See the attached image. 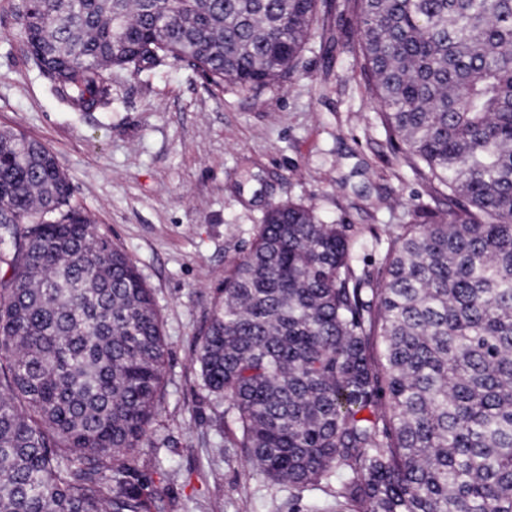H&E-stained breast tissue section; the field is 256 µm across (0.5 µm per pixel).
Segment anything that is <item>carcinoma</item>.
Masks as SVG:
<instances>
[{
  "instance_id": "carcinoma-1",
  "label": "carcinoma",
  "mask_w": 512,
  "mask_h": 512,
  "mask_svg": "<svg viewBox=\"0 0 512 512\" xmlns=\"http://www.w3.org/2000/svg\"><path fill=\"white\" fill-rule=\"evenodd\" d=\"M359 67L412 172L463 202L366 244L272 206L200 341L227 447L306 512H512V0H355ZM329 0H33L27 55L80 111L171 60L258 91ZM43 143L0 129V512H148L163 399L154 293L70 206Z\"/></svg>"
}]
</instances>
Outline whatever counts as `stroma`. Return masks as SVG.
Segmentation results:
<instances>
[{"instance_id":"35a3bbf8","label":"stroma","mask_w":512,"mask_h":512,"mask_svg":"<svg viewBox=\"0 0 512 512\" xmlns=\"http://www.w3.org/2000/svg\"><path fill=\"white\" fill-rule=\"evenodd\" d=\"M18 3L0 0V128L55 153L71 205L127 254L161 314L164 395L139 461L158 488L150 512H302L326 501L227 460L232 430L194 358L226 272L271 204L301 201L329 223L385 236L435 201L366 93L354 13L337 14L294 72L260 91L210 85L170 62L140 75L113 71L111 108L79 112L27 57Z\"/></svg>"}]
</instances>
